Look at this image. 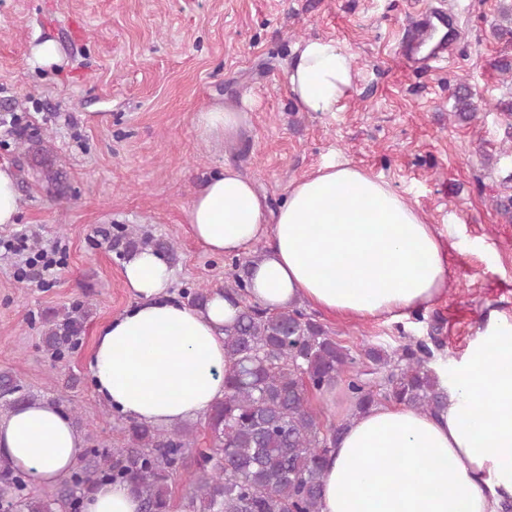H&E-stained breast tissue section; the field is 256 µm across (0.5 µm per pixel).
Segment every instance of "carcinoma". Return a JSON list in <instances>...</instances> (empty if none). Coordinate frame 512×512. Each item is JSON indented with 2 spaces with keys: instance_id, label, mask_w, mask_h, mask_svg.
Wrapping results in <instances>:
<instances>
[{
  "instance_id": "cac0c4a2",
  "label": "carcinoma",
  "mask_w": 512,
  "mask_h": 512,
  "mask_svg": "<svg viewBox=\"0 0 512 512\" xmlns=\"http://www.w3.org/2000/svg\"><path fill=\"white\" fill-rule=\"evenodd\" d=\"M494 35L512 42V0H500ZM453 97L454 116L472 120L477 108L468 86L457 84ZM114 246L125 256L148 248L175 250L171 241L140 237L125 227ZM85 316L77 306L47 318L45 351L64 357L79 340ZM365 356L387 370L376 390L364 373H346L354 356L306 309L245 304L224 327V399L206 417L212 448H191V431L181 425L161 431L133 422L124 447L87 451L79 469L62 477L53 494L27 489L24 474L0 458V497L8 512H81L84 497L105 478L132 482L146 512H170L169 479L181 469L185 512H320L323 461L340 427L323 428L311 395L345 374L358 412L387 401L432 414L448 403L447 391L428 366L431 352L425 344L393 353L370 348ZM38 399L12 374L0 372V413Z\"/></svg>"
}]
</instances>
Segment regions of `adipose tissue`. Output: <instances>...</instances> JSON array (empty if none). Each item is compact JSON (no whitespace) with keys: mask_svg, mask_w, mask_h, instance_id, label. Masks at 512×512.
Masks as SVG:
<instances>
[{"mask_svg":"<svg viewBox=\"0 0 512 512\" xmlns=\"http://www.w3.org/2000/svg\"><path fill=\"white\" fill-rule=\"evenodd\" d=\"M304 112L335 116L355 80L338 41L295 47L287 75ZM246 108L216 103L195 116L201 139L232 142ZM193 237L216 256L249 257L250 301L270 309L306 302L346 321L419 308L446 293L447 250L404 195L351 163L333 161L288 186L271 208L232 165L212 175L187 211ZM263 242L257 256L253 243ZM133 303L103 326L90 362L96 397L134 422L170 428L207 415L224 397V328L239 297L203 306L170 296L172 270L152 250L124 262ZM448 407L436 415L382 403L348 416L325 463L321 512H501L512 500V321L472 345ZM81 433L38 400L0 416V456L51 485L77 464ZM126 482L99 484L85 512H141Z\"/></svg>","mask_w":512,"mask_h":512,"instance_id":"ef3b65f1","label":"adipose tissue"}]
</instances>
